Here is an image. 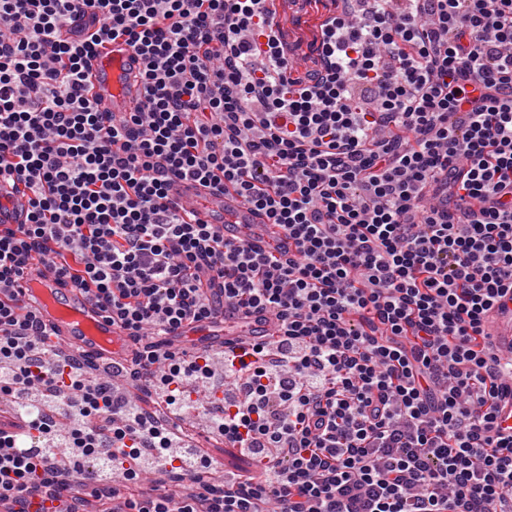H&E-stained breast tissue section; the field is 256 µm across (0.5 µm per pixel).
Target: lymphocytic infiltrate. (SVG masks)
Here are the masks:
<instances>
[{"label": "lymphocytic infiltrate", "mask_w": 512, "mask_h": 512, "mask_svg": "<svg viewBox=\"0 0 512 512\" xmlns=\"http://www.w3.org/2000/svg\"><path fill=\"white\" fill-rule=\"evenodd\" d=\"M260 2L0 0V177L31 204L0 225V390L80 393L67 458L15 455L0 425V502L78 512L71 486L108 448L112 512H512V354L485 327L512 291V0L342 5L319 26L337 69L301 74L281 37L251 39ZM117 38L144 97L120 117L85 73ZM177 178L235 193L291 250L200 223ZM38 262L127 331L131 380L170 406L209 374L171 328L272 314L275 344L225 345L245 397L217 421L258 476L205 480L211 459L171 455L111 383L47 370L15 293ZM146 442L181 494L142 478Z\"/></svg>", "instance_id": "obj_1"}]
</instances>
